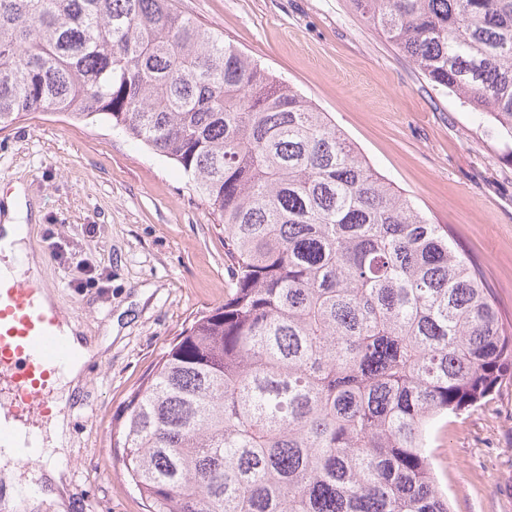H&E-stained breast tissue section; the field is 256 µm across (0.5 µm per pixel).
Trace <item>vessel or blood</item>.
<instances>
[{
  "label": "vessel or blood",
  "instance_id": "vessel-or-blood-1",
  "mask_svg": "<svg viewBox=\"0 0 512 512\" xmlns=\"http://www.w3.org/2000/svg\"><path fill=\"white\" fill-rule=\"evenodd\" d=\"M61 317L35 288L0 274V411L17 422L46 418L56 405L53 386L70 355Z\"/></svg>",
  "mask_w": 512,
  "mask_h": 512
}]
</instances>
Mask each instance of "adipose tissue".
<instances>
[{"instance_id": "ef3b65f1", "label": "adipose tissue", "mask_w": 512, "mask_h": 512, "mask_svg": "<svg viewBox=\"0 0 512 512\" xmlns=\"http://www.w3.org/2000/svg\"><path fill=\"white\" fill-rule=\"evenodd\" d=\"M30 218L25 190L22 185H15L11 193L0 199V253L6 258L5 263L0 264V270L35 285L42 279V267L29 248ZM61 332L74 355L57 384L67 395L83 385L87 364L111 344L112 338L105 335L96 342H87L77 323L72 321L62 323ZM39 439V452L45 466L38 474L40 483L32 497L20 492L25 480L16 465L13 441L0 442V512H25L26 508L42 500L52 503L56 512H66L70 508L69 473L65 466L71 446L68 414L55 410Z\"/></svg>"}]
</instances>
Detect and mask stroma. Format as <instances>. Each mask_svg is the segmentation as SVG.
Returning a JSON list of instances; mask_svg holds the SVG:
<instances>
[{"instance_id": "stroma-1", "label": "stroma", "mask_w": 512, "mask_h": 512, "mask_svg": "<svg viewBox=\"0 0 512 512\" xmlns=\"http://www.w3.org/2000/svg\"><path fill=\"white\" fill-rule=\"evenodd\" d=\"M323 111L433 223L452 227L512 315V147L433 89L349 0H175ZM25 187L43 282L107 361L69 403L70 512H145L112 448L131 391L194 317L223 304L224 232L182 171L106 123L36 112L0 131V193ZM74 261L60 264L56 249ZM102 272L75 287L82 265ZM430 448L452 512H512V383L438 428Z\"/></svg>"}]
</instances>
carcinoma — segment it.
<instances>
[{
  "label": "carcinoma",
  "mask_w": 512,
  "mask_h": 512,
  "mask_svg": "<svg viewBox=\"0 0 512 512\" xmlns=\"http://www.w3.org/2000/svg\"><path fill=\"white\" fill-rule=\"evenodd\" d=\"M512 141V0H351ZM106 122L224 230V305L112 426L147 512H450L436 424L512 380L481 264L320 111L172 0H0V130Z\"/></svg>",
  "instance_id": "cac0c4a2"
}]
</instances>
